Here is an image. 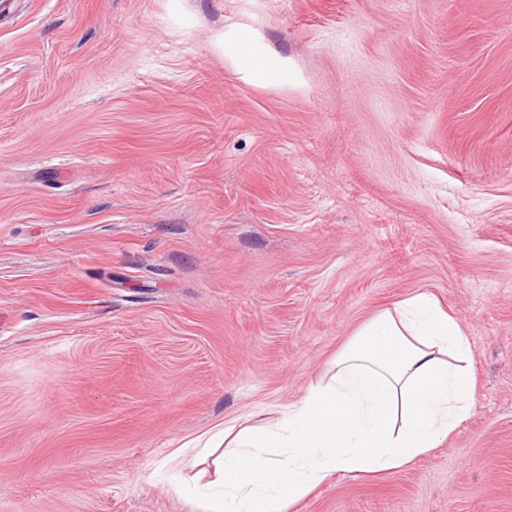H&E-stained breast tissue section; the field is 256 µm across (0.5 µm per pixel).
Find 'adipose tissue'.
<instances>
[{"label":"adipose tissue","mask_w":512,"mask_h":512,"mask_svg":"<svg viewBox=\"0 0 512 512\" xmlns=\"http://www.w3.org/2000/svg\"><path fill=\"white\" fill-rule=\"evenodd\" d=\"M477 383L458 321L419 292L379 309L276 427L238 433L197 512H287L331 475L398 470L469 418Z\"/></svg>","instance_id":"adipose-tissue-1"}]
</instances>
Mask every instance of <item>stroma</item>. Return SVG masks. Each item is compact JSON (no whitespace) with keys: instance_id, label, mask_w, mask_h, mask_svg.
<instances>
[{"instance_id":"35a3bbf8","label":"stroma","mask_w":512,"mask_h":512,"mask_svg":"<svg viewBox=\"0 0 512 512\" xmlns=\"http://www.w3.org/2000/svg\"><path fill=\"white\" fill-rule=\"evenodd\" d=\"M417 292L470 418L290 512H512V0H0V512H193Z\"/></svg>"}]
</instances>
